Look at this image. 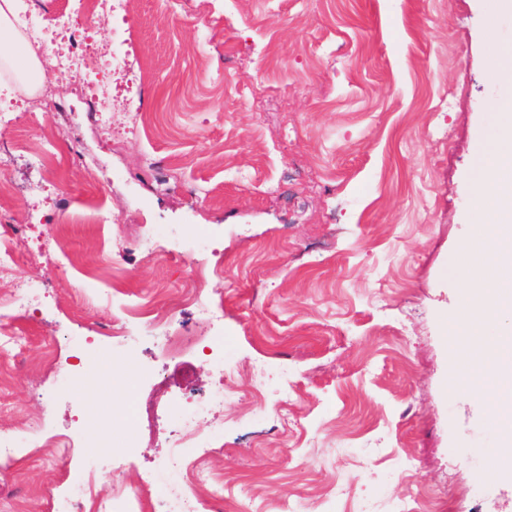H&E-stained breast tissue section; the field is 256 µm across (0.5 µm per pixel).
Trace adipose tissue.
I'll use <instances>...</instances> for the list:
<instances>
[{
  "instance_id": "obj_1",
  "label": "adipose tissue",
  "mask_w": 512,
  "mask_h": 512,
  "mask_svg": "<svg viewBox=\"0 0 512 512\" xmlns=\"http://www.w3.org/2000/svg\"><path fill=\"white\" fill-rule=\"evenodd\" d=\"M21 8L20 0H0V69L13 73L18 83L33 87L41 77L43 61L29 51L16 25Z\"/></svg>"
}]
</instances>
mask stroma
<instances>
[{"label": "stroma", "mask_w": 512, "mask_h": 512, "mask_svg": "<svg viewBox=\"0 0 512 512\" xmlns=\"http://www.w3.org/2000/svg\"><path fill=\"white\" fill-rule=\"evenodd\" d=\"M498 0H133L88 21L83 78H40L63 104L43 121L41 95L0 73V218L31 213L64 226L62 270L46 275L45 230L23 244L26 277L42 281L33 315L14 318L19 348L0 353V425L39 452L0 462V512H61L87 473L100 512H138L166 494L180 410L221 387L217 437L192 449L222 512H401L422 495L436 512H512L494 411L450 393L446 336L470 282L459 268L483 189L478 139L492 141L495 70L512 58V16ZM129 58L122 75L113 53ZM129 89L149 131L106 137L93 91ZM70 144L72 164L41 169L18 144ZM177 180L157 185L144 157ZM117 216L102 224L99 212ZM206 296L224 310V363L171 356L162 332L112 345L139 370L94 379L104 400L75 403L57 368L78 364L87 337L125 306L158 301L192 328L181 301L192 270L179 242L202 228ZM266 403L255 407L258 386ZM137 400L143 420L121 406ZM107 420L112 448L82 442L83 410ZM126 449L112 470L113 448ZM413 462L406 470L405 462Z\"/></svg>", "instance_id": "1"}]
</instances>
